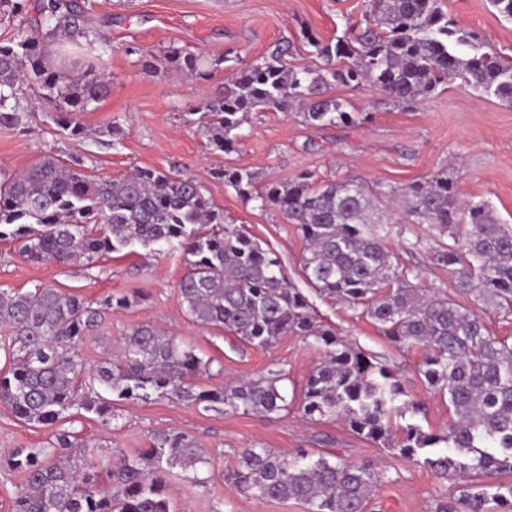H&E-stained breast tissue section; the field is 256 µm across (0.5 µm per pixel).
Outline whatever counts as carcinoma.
I'll return each instance as SVG.
<instances>
[{
  "mask_svg": "<svg viewBox=\"0 0 512 512\" xmlns=\"http://www.w3.org/2000/svg\"><path fill=\"white\" fill-rule=\"evenodd\" d=\"M93 0H0V18L14 26L0 41V127L19 125L27 91L53 104L58 131L73 140L89 136L80 117L110 93L109 47L90 25ZM300 38L324 62L295 68L285 62L291 44L238 69L224 93L187 108L214 152L238 144L237 130L250 113L297 110L312 126L364 123L369 113L332 95L338 85L382 91L400 106L419 104L459 81L484 97L512 105V56L485 50L472 31L441 11L438 0H370L362 19L336 41L307 29ZM74 43L97 62L90 77L72 78L51 61L53 47ZM160 63L178 72L206 75L202 57L183 49ZM245 202L279 211L308 243L301 275L321 296L364 307L378 329L398 347H420L419 374L448 397L450 418L440 431L413 421L424 402L404 382L314 317L308 298L285 275L278 256L242 226L224 221V210L204 195L191 175L137 167L119 179L99 180L77 157L47 155L32 167L0 176V241L21 243L28 262H93L134 247L183 251L179 292L195 323L216 326L268 350L283 336L312 340L323 359L310 371L299 411L310 421L342 420L353 432L442 478L470 470L512 473V344L492 336L477 309L416 287V273L391 254L385 239L394 225L377 226L374 211L397 200L406 223L430 224L445 239L432 255L448 268L458 291L485 308L512 310V224L489 201L462 198L448 172L397 190L356 178L322 180L306 172L258 185L246 168L215 172ZM143 300L107 295L96 302L56 288L0 289V405L27 424L52 429L37 448L0 456L23 482L11 512H175L167 475L179 467L207 468L212 460L190 435L155 434L150 448L104 459L97 445L78 442L64 424L95 416L108 425L114 401L176 400L205 410L271 418L291 402L275 370L209 388L198 379L211 361L152 324L120 337L121 356L89 368L81 354L106 314ZM410 416L397 426L393 418ZM83 449L80 456L70 454ZM257 500H295L308 512H369L380 482L371 464L316 460L303 451L280 454L246 448L227 476ZM512 512V484L468 490L455 507L436 512Z\"/></svg>",
  "mask_w": 512,
  "mask_h": 512,
  "instance_id": "cac0c4a2",
  "label": "carcinoma"
}]
</instances>
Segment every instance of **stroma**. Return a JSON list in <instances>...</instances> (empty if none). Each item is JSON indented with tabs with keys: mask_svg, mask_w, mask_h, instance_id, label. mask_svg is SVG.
<instances>
[{
	"mask_svg": "<svg viewBox=\"0 0 512 512\" xmlns=\"http://www.w3.org/2000/svg\"><path fill=\"white\" fill-rule=\"evenodd\" d=\"M367 6L368 0H95L94 30L99 41L112 48L107 68L111 91L81 121L99 130V138L76 143L54 135L47 117L50 105L28 94L22 123L0 127V172L12 174L57 154L81 156L87 171L99 178L121 177L134 166L197 175L206 197L223 209L226 222L242 225L262 246L273 249L298 287L303 284L305 241L277 211L243 202L214 177V169L247 168L263 184L307 171L320 180L363 178L397 188L445 171L462 196L488 199L499 217L512 224V106L457 82L411 107L394 105L369 86L352 90L339 85L335 96L369 113L368 122L317 128L291 112H254L239 129V144L229 154L211 152L196 125L188 123V106L223 93L239 67L268 56L276 44L292 42L287 58L291 65H317V58L298 42L301 25H309L328 41L342 36L347 22L359 19ZM441 7L461 26L478 33L487 50L512 55V20L499 14L489 0H441ZM171 48L202 53L207 78L154 66V58ZM114 123L124 130L117 142L104 134ZM438 244L428 224L412 225L410 232L389 240L401 262L417 272L418 287L473 305V297L458 293L451 273L431 262ZM184 272L183 254L177 248L157 253L142 248L125 257L112 254L88 267L30 263L16 244L0 242L2 289L28 291L42 285L90 300L144 294L141 303L113 310L100 332L86 340L81 353L88 366L118 358L119 337L152 321L211 359L212 374L201 378L202 386L278 369L288 378L289 394L301 396L320 351L292 335L260 350L218 327L193 323L178 291ZM310 301L322 323L392 367L411 397L427 403L424 428L447 423V401L434 394L417 371L421 349L398 348L363 311L316 295ZM72 427L83 439L105 442L110 451L127 454L149 448L154 432L162 429L175 428L194 437L213 458L214 467L205 484L190 482L178 469L169 475L167 486L180 512H306L305 504L294 500H255L228 480L241 450L255 447L374 464L383 479L372 512H435L440 499L458 501L463 486L462 481L442 479L367 441L341 420L312 422L295 409L267 419L156 399L123 405L109 426L79 417ZM49 434V429L24 423L0 406V451L38 447Z\"/></svg>",
	"mask_w": 512,
	"mask_h": 512,
	"instance_id": "obj_1",
	"label": "stroma"
}]
</instances>
